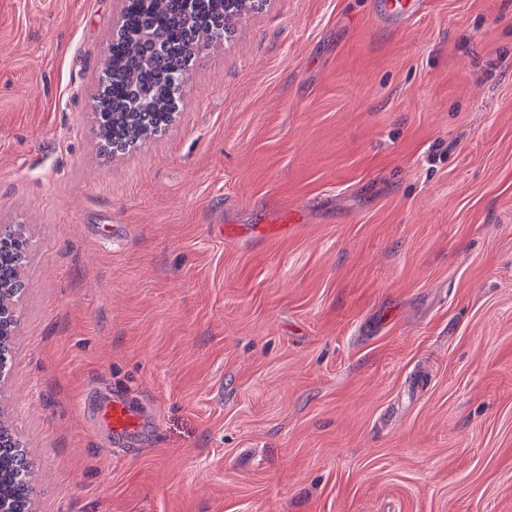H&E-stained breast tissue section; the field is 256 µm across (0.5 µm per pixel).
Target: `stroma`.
<instances>
[{
    "instance_id": "1",
    "label": "stroma",
    "mask_w": 512,
    "mask_h": 512,
    "mask_svg": "<svg viewBox=\"0 0 512 512\" xmlns=\"http://www.w3.org/2000/svg\"><path fill=\"white\" fill-rule=\"evenodd\" d=\"M374 2L266 0L107 160L120 0H0L34 512H512V0ZM384 13L401 21L407 20L418 13L421 0H381ZM297 214L294 211H284L281 215L279 224H250L254 226L252 232L265 237H278L285 231H290L293 223L296 221ZM289 223V224H288ZM96 422L112 435L114 448H133L131 440L142 432L143 418L132 411L123 397L112 394V399H107L97 404Z\"/></svg>"
}]
</instances>
